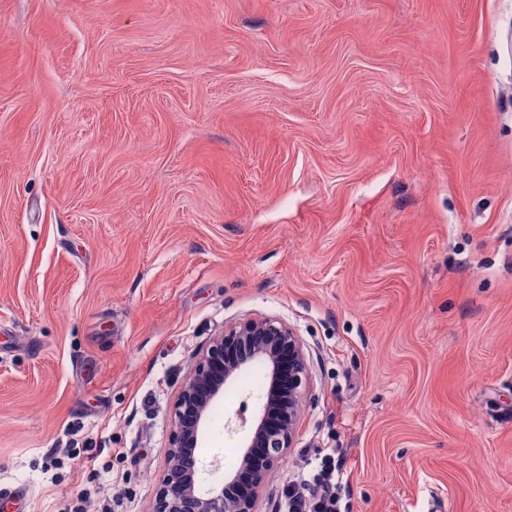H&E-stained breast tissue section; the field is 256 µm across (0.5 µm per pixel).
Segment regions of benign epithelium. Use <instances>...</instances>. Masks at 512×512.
Wrapping results in <instances>:
<instances>
[{"mask_svg":"<svg viewBox=\"0 0 512 512\" xmlns=\"http://www.w3.org/2000/svg\"><path fill=\"white\" fill-rule=\"evenodd\" d=\"M258 360L267 367L268 387L238 463L242 468H253L252 493H232L233 480L229 478L203 491L197 484L199 459L191 449L198 447L210 408L224 395V386ZM309 383L306 353L287 323L246 317L225 326L197 357L174 401L169 444L164 451L167 469L151 512H256V498L264 488L266 472L294 447L300 405ZM272 413L279 416L274 427L268 423ZM254 448L264 449L258 466L252 461Z\"/></svg>","mask_w":512,"mask_h":512,"instance_id":"obj_1","label":"benign epithelium"}]
</instances>
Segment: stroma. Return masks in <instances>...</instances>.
Here are the masks:
<instances>
[{"mask_svg": "<svg viewBox=\"0 0 512 512\" xmlns=\"http://www.w3.org/2000/svg\"><path fill=\"white\" fill-rule=\"evenodd\" d=\"M246 316L311 376L256 512L329 452L342 512H512V0H0L6 512H150Z\"/></svg>", "mask_w": 512, "mask_h": 512, "instance_id": "35a3bbf8", "label": "stroma"}]
</instances>
